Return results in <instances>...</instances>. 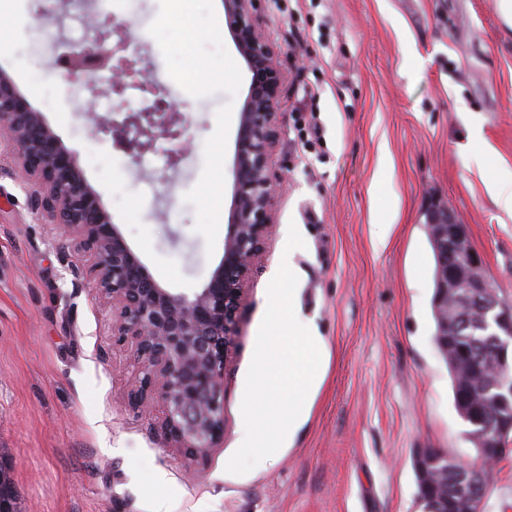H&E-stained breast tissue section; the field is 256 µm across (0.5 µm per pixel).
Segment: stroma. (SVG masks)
<instances>
[{
	"mask_svg": "<svg viewBox=\"0 0 512 512\" xmlns=\"http://www.w3.org/2000/svg\"><path fill=\"white\" fill-rule=\"evenodd\" d=\"M85 10L84 0H24L28 44L1 54L0 69L154 278L193 292L219 264L225 233L199 189L218 162L233 185L250 80L222 0H198L210 32L186 42L169 0L114 14L113 47L138 37L142 67L168 84L193 144L174 169L164 153L183 140L132 159L83 111L111 97L51 65L61 45L88 36ZM256 16L283 74L275 227L224 373V438L204 461L188 463L131 406L139 370L112 342V303L92 285L88 254L36 213L12 147H0V465L18 512H421L416 450L476 457L433 339L426 210L435 201L465 216L512 304V215L494 201L512 192L499 180L512 170V28L496 0H257ZM201 56L211 78L187 81ZM377 224L391 227L382 246ZM293 227L305 246L288 255ZM286 257L296 318L323 337L327 374L282 447L233 475L245 377Z\"/></svg>",
	"mask_w": 512,
	"mask_h": 512,
	"instance_id": "35a3bbf8",
	"label": "stroma"
}]
</instances>
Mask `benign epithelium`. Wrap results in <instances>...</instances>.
Returning a JSON list of instances; mask_svg holds the SVG:
<instances>
[{"label":"benign epithelium","instance_id":"1","mask_svg":"<svg viewBox=\"0 0 512 512\" xmlns=\"http://www.w3.org/2000/svg\"><path fill=\"white\" fill-rule=\"evenodd\" d=\"M255 0H223L224 17L237 51L250 73L248 92L239 113L233 166V199L224 235L223 255L206 284L187 294L174 292L155 280L118 225L112 223L96 191L87 183L75 156L29 103L11 77L0 69V139L18 149V180L33 188L34 209L46 214L63 238H75L92 264L94 288L112 300V338L134 346L140 367L130 400L151 415L161 407L157 424L170 444L197 462L208 458L224 437V372L239 336L240 312L250 280L275 227L276 183L271 175L277 140L282 76L278 52L259 26ZM93 35L72 45L62 73L89 88L105 85L121 96L130 84L153 96L152 107L136 111L123 104L122 119L98 117V129L113 144L137 160L158 141L183 135L180 118L166 92L138 68L137 51L116 57L110 45L112 16H88ZM428 236L436 250L437 288L433 299L440 322L436 345L449 355L448 334L458 330L448 321V304L467 278L479 336L493 351L482 387L483 372L453 362L455 383L482 402L490 423L478 433H465L477 457L459 459L454 471L471 484L512 454V307L499 303L482 256L471 248L469 227L462 216L444 205L427 213ZM466 247L469 272L448 273V248ZM451 455L431 448L414 458L423 512H485L481 491H463L453 509L425 506L437 472L448 475Z\"/></svg>","mask_w":512,"mask_h":512}]
</instances>
